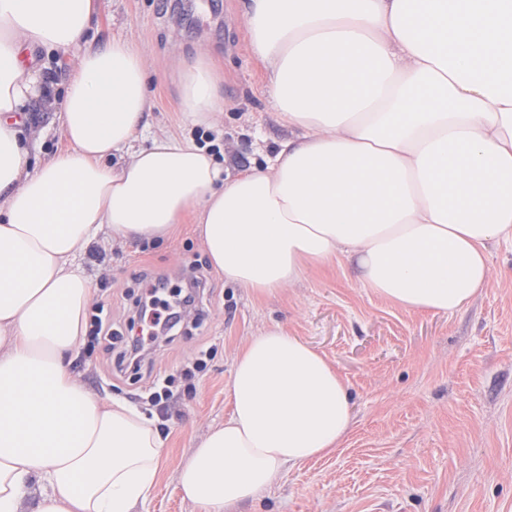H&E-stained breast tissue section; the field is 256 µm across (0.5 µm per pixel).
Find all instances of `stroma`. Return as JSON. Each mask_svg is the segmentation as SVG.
I'll return each instance as SVG.
<instances>
[{
  "label": "stroma",
  "mask_w": 512,
  "mask_h": 512,
  "mask_svg": "<svg viewBox=\"0 0 512 512\" xmlns=\"http://www.w3.org/2000/svg\"><path fill=\"white\" fill-rule=\"evenodd\" d=\"M243 0H103L102 36L133 38L149 66L166 73L154 91L151 122L138 135L183 132L177 63L198 53L224 69L221 119L227 166L260 161L292 129L265 93V70L251 53ZM487 288L448 313L407 311L364 288L350 265L316 267L278 294L256 298L211 273L201 315L172 342H157L159 368L175 369L200 345L214 346L207 370L178 413L159 420L164 469L153 496L136 512H195L174 472L208 425L229 412L227 382L242 341L281 325L326 355L346 380L352 429L330 454L286 472L262 498L235 512H512V243L488 246ZM197 224L142 250L132 242L105 250L103 262L77 259L105 309L145 295L134 274L149 269L179 283L205 259ZM109 344L77 352L72 368L103 399L137 402L147 379L110 374Z\"/></svg>",
  "instance_id": "1"
}]
</instances>
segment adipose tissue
<instances>
[{"label":"adipose tissue","instance_id":"1","mask_svg":"<svg viewBox=\"0 0 512 512\" xmlns=\"http://www.w3.org/2000/svg\"><path fill=\"white\" fill-rule=\"evenodd\" d=\"M101 8L0 0V512H134L160 481L155 419L71 368L95 299L75 261L97 236L163 240L191 216L225 281L257 296L347 262L435 313L481 295L488 243L512 241V0H247L266 94L297 134L245 171L184 134L138 144L150 69L132 38L88 42ZM38 51L71 60L52 153L23 134ZM219 83L186 65L190 125L216 129ZM227 394L175 472L196 512L259 498L351 430L342 376L278 325L239 346Z\"/></svg>","mask_w":512,"mask_h":512}]
</instances>
